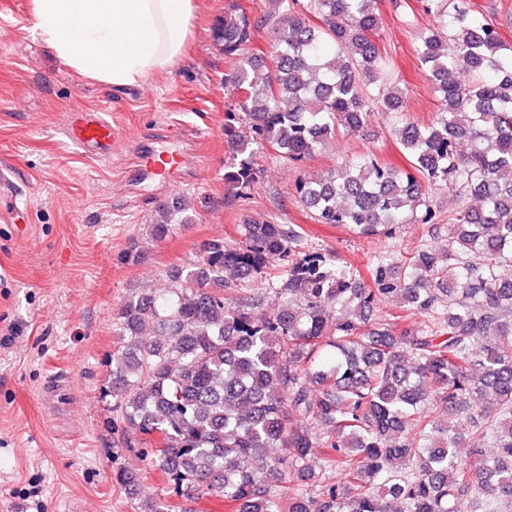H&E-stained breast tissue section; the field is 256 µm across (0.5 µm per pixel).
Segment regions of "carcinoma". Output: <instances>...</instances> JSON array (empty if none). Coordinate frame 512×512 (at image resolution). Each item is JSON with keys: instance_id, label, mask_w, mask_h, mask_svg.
<instances>
[{"instance_id": "1", "label": "carcinoma", "mask_w": 512, "mask_h": 512, "mask_svg": "<svg viewBox=\"0 0 512 512\" xmlns=\"http://www.w3.org/2000/svg\"><path fill=\"white\" fill-rule=\"evenodd\" d=\"M421 3L437 18L418 50L438 102L426 124L407 118L390 77L381 0H266L253 19L232 7L216 20L238 99L224 113L231 199L250 196L259 152L299 166L330 139L365 135L379 113L407 167L346 159L298 178L294 199L357 237L442 222L448 243L386 247L362 268L310 246L297 224L247 218L235 242H208L166 287L129 293L113 318L108 395L115 447L166 482L142 512L206 494L235 512L512 507V46L471 0ZM259 30L268 56L249 53ZM448 182L469 203L444 216L429 191ZM185 211L160 205L153 238L191 223ZM277 263L268 304L259 284ZM471 436L495 453L459 458ZM330 472L338 479L323 483ZM141 478L115 475L130 492Z\"/></svg>"}]
</instances>
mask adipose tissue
I'll use <instances>...</instances> for the list:
<instances>
[{"label": "adipose tissue", "instance_id": "ef3b65f1", "mask_svg": "<svg viewBox=\"0 0 512 512\" xmlns=\"http://www.w3.org/2000/svg\"><path fill=\"white\" fill-rule=\"evenodd\" d=\"M35 31L76 72L122 89L183 55L195 0H33Z\"/></svg>", "mask_w": 512, "mask_h": 512}]
</instances>
